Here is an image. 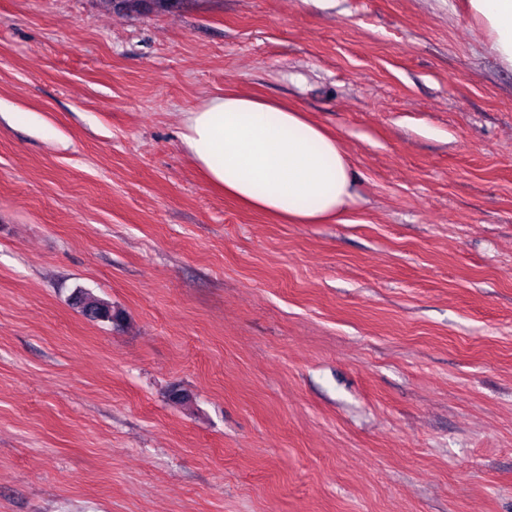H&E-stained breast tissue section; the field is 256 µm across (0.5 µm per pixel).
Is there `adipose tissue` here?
Returning <instances> with one entry per match:
<instances>
[{
    "label": "adipose tissue",
    "mask_w": 512,
    "mask_h": 512,
    "mask_svg": "<svg viewBox=\"0 0 512 512\" xmlns=\"http://www.w3.org/2000/svg\"><path fill=\"white\" fill-rule=\"evenodd\" d=\"M502 65L512 68V0H469ZM179 148L206 182L290 224L342 221L356 175L340 142L305 112L235 92L182 115Z\"/></svg>",
    "instance_id": "1"
}]
</instances>
